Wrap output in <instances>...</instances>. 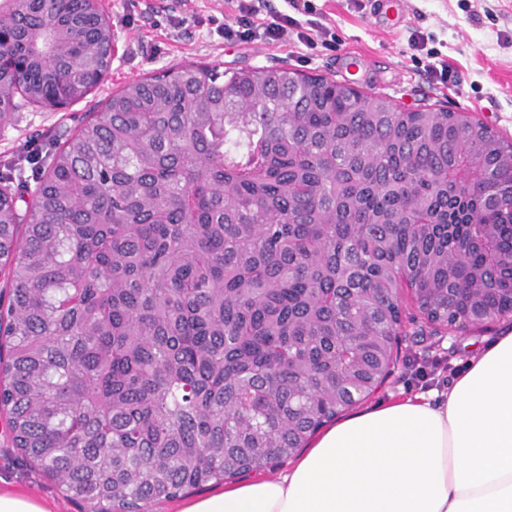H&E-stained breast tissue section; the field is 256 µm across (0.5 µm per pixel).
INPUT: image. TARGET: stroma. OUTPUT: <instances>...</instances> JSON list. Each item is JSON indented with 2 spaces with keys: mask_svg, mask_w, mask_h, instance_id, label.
<instances>
[{
  "mask_svg": "<svg viewBox=\"0 0 512 512\" xmlns=\"http://www.w3.org/2000/svg\"><path fill=\"white\" fill-rule=\"evenodd\" d=\"M313 0L322 21L333 28L332 47L271 45L263 41L227 43L217 29L233 21L227 0H102L112 30V64L103 81L66 109L26 104L0 120V175L21 172L36 187L28 149L39 144L50 155L82 119L100 111L113 92L171 66L189 63L241 68L287 63L303 74L321 75L356 89L387 97L399 107L464 110L512 140V0H402L405 21L398 28H376L370 0ZM130 24H122V17ZM433 35L437 48L456 72V84H437L424 52L414 51L411 36ZM399 355L382 386L363 399V406L387 404L416 395L406 382L414 358L438 359L462 372L467 360L503 330L500 322L458 335L427 323L404 298ZM0 479L7 489L48 502L53 512H80L57 481L23 460L14 448L5 417L0 416Z\"/></svg>",
  "mask_w": 512,
  "mask_h": 512,
  "instance_id": "35a3bbf8",
  "label": "stroma"
}]
</instances>
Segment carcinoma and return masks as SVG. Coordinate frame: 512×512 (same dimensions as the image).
Returning <instances> with one entry per match:
<instances>
[{"label":"carcinoma","mask_w":512,"mask_h":512,"mask_svg":"<svg viewBox=\"0 0 512 512\" xmlns=\"http://www.w3.org/2000/svg\"><path fill=\"white\" fill-rule=\"evenodd\" d=\"M74 64L10 47L0 117L97 83L89 0H27ZM132 82L0 188V409L82 512H146L295 455L393 361L408 289L442 323L512 307V142L286 66ZM482 170L472 185L461 173ZM410 273L403 282L400 274Z\"/></svg>","instance_id":"1"}]
</instances>
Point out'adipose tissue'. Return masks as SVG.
Instances as JSON below:
<instances>
[{"mask_svg": "<svg viewBox=\"0 0 512 512\" xmlns=\"http://www.w3.org/2000/svg\"><path fill=\"white\" fill-rule=\"evenodd\" d=\"M176 512H512V332L447 389L351 411L284 473Z\"/></svg>", "mask_w": 512, "mask_h": 512, "instance_id": "1", "label": "adipose tissue"}]
</instances>
